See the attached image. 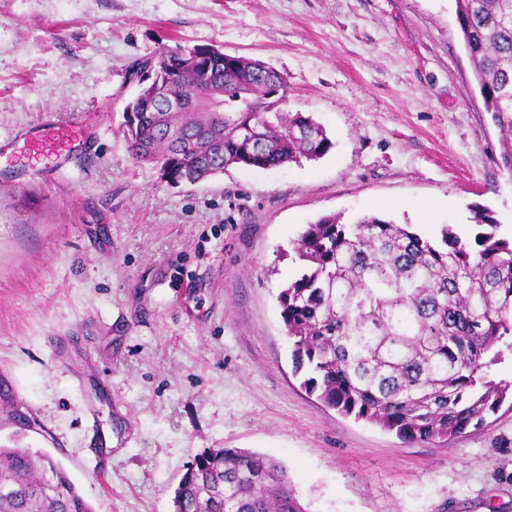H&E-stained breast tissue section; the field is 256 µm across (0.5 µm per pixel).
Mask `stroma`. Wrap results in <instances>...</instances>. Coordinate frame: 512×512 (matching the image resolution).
<instances>
[{
    "instance_id": "obj_1",
    "label": "stroma",
    "mask_w": 512,
    "mask_h": 512,
    "mask_svg": "<svg viewBox=\"0 0 512 512\" xmlns=\"http://www.w3.org/2000/svg\"><path fill=\"white\" fill-rule=\"evenodd\" d=\"M257 59L319 160L171 188L122 108L176 47ZM76 135L73 158L15 142ZM454 0H0V446L47 452L94 512H173L204 450L281 462L306 512H512V405L408 445L302 386L278 294L336 214L512 241V173Z\"/></svg>"
}]
</instances>
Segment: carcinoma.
<instances>
[{
	"instance_id": "obj_1",
	"label": "carcinoma",
	"mask_w": 512,
	"mask_h": 512,
	"mask_svg": "<svg viewBox=\"0 0 512 512\" xmlns=\"http://www.w3.org/2000/svg\"><path fill=\"white\" fill-rule=\"evenodd\" d=\"M459 31L484 110L501 136L500 162L512 172V0H455ZM199 58L203 75L173 68L156 75L164 100L131 102L124 137L132 159L170 187L224 172L227 160L271 169L317 160L332 147L324 127L301 112L269 110L265 96L287 92L259 60L208 47L165 51ZM224 93L209 111L208 92ZM479 232L462 239L446 226L430 240L410 224L365 215L342 224L327 215L295 242L298 278L279 293L302 385L328 407L393 431L405 443L453 442L507 397L490 367L512 353V242L483 211ZM0 512H93L65 471L30 448H0ZM173 512H303L286 468L244 448H210L187 465Z\"/></svg>"
}]
</instances>
